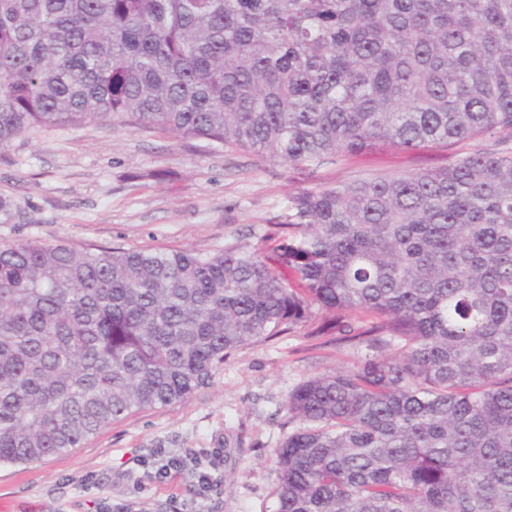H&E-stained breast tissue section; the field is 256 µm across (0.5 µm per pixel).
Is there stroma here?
<instances>
[{
  "label": "stroma",
  "instance_id": "stroma-1",
  "mask_svg": "<svg viewBox=\"0 0 512 512\" xmlns=\"http://www.w3.org/2000/svg\"><path fill=\"white\" fill-rule=\"evenodd\" d=\"M470 140L383 148L317 172L160 129L89 121L40 128L0 149V241L192 251L273 244L290 195L375 174L435 168ZM328 314L228 354L185 400L112 422L80 448L0 465V512H268L284 408L309 377L353 368L361 347L317 334Z\"/></svg>",
  "mask_w": 512,
  "mask_h": 512
}]
</instances>
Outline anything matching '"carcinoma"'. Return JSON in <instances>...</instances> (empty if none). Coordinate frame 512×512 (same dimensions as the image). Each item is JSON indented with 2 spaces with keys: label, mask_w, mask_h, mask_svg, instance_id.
I'll return each mask as SVG.
<instances>
[{
  "label": "carcinoma",
  "mask_w": 512,
  "mask_h": 512,
  "mask_svg": "<svg viewBox=\"0 0 512 512\" xmlns=\"http://www.w3.org/2000/svg\"><path fill=\"white\" fill-rule=\"evenodd\" d=\"M106 119L314 171L512 132V0H0V148ZM270 251L0 241V465L186 399L313 307L273 512H512V144L288 198ZM393 349V353L386 349Z\"/></svg>",
  "instance_id": "carcinoma-1"
}]
</instances>
